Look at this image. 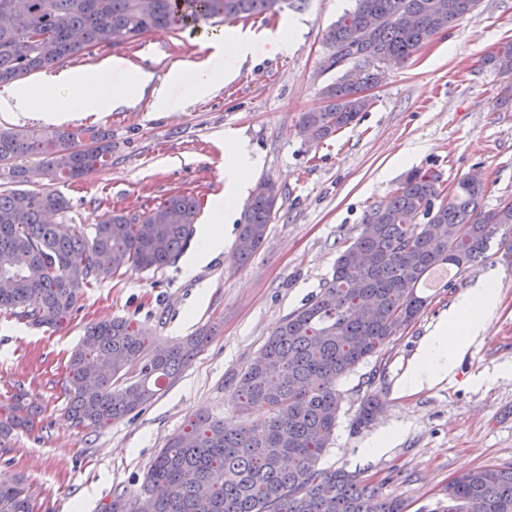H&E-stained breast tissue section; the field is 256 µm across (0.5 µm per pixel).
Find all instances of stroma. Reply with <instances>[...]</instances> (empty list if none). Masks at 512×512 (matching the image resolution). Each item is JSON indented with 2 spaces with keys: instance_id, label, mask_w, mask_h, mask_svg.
<instances>
[{
  "instance_id": "stroma-1",
  "label": "stroma",
  "mask_w": 512,
  "mask_h": 512,
  "mask_svg": "<svg viewBox=\"0 0 512 512\" xmlns=\"http://www.w3.org/2000/svg\"><path fill=\"white\" fill-rule=\"evenodd\" d=\"M354 0H288L281 10L235 21L258 34L252 56L233 80L202 98L184 95L171 68L191 73L207 61L211 35L225 24L180 31L153 30L130 43L97 46L64 64V71L95 69L107 56L125 58L145 72L139 95L100 112H69L54 120L40 112H0V127L75 131L88 126L112 134V163L56 186L68 209L50 221L66 234L93 233L109 214L145 215L168 197L190 195L200 204L197 225L211 216L224 191V134L236 132L259 160L256 179L281 190L267 237L244 266L234 259L237 224L224 228V248L193 276L194 254L162 269L125 268L84 289L60 328L35 327L0 314V416L15 394L38 408L32 429H15L0 443V471L23 475L35 512H101L116 495L142 490L145 472L166 440L199 410L225 425L267 417L239 412L229 378L264 344L275 326L316 295L330 279L342 248L356 237L369 210L399 187L408 170L439 175L446 189L469 176L485 185L483 205L512 200V78L486 65L512 40V0H480L476 16L436 35L404 63H384L370 106L335 135L313 141L299 128L302 113L318 108L325 86L341 76L330 64L329 27ZM297 18L302 32L282 54L261 38ZM181 101L177 112L154 106L159 90ZM409 151L407 164L395 155ZM495 276L499 308L484 337L460 361L454 377L402 396L396 382L424 336L459 297ZM451 288L420 289L426 303L380 356L359 364L338 388L343 402L334 438L320 466L362 472L372 488L404 500L406 512H435L450 481L471 469H512V252L492 240L486 261L455 275ZM132 320L155 346L199 332L208 341L177 380L138 415L102 429L76 427L65 418L67 365L91 324ZM378 394L383 408L369 428L353 431L362 398ZM388 428L400 436L381 455L365 443Z\"/></svg>"
}]
</instances>
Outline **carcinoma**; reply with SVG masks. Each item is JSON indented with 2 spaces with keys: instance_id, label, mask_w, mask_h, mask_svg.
Segmentation results:
<instances>
[{
  "instance_id": "1",
  "label": "carcinoma",
  "mask_w": 512,
  "mask_h": 512,
  "mask_svg": "<svg viewBox=\"0 0 512 512\" xmlns=\"http://www.w3.org/2000/svg\"><path fill=\"white\" fill-rule=\"evenodd\" d=\"M282 0H0V12L19 21L0 27V84L55 68L99 45H121L156 29L199 26L275 11ZM480 0H355L325 35L331 65L353 66L323 89L326 106L304 112L299 126L324 140L355 122L370 105L360 95L382 78L386 60H410L437 34L470 20ZM418 17L412 27L403 14ZM512 67V41L486 58ZM110 133L90 126L43 133L0 128V165L18 188L0 192V312L36 326L68 321L83 289L124 267L167 266L195 233L197 203L173 195L146 216L112 213L92 235H62L45 222L68 208L55 190H22L38 157L48 176L72 181L107 165ZM258 182L239 224L234 252L239 265L266 239L279 189ZM483 183L468 179L449 191L428 170L409 172L384 202L371 208L359 234L344 246L319 293L288 313L249 365L231 381L241 411L256 406L269 416L251 426H224L199 412L151 461L143 492L119 494L105 512H404L403 501L369 487L361 473L318 467L341 411L339 381L381 353L386 341L421 313L428 287L442 270L460 273L487 258L490 240L512 234V202L481 207ZM207 336H190L164 348L152 344L128 319L87 328L69 361L67 420L104 428L149 402L173 383ZM382 403L361 402L353 426H369ZM36 411L15 397L0 419V439L34 422ZM436 512H512V469L476 468L446 489ZM26 479L0 472V512H34Z\"/></svg>"
}]
</instances>
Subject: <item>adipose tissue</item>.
I'll return each mask as SVG.
<instances>
[{
  "instance_id": "adipose-tissue-1",
  "label": "adipose tissue",
  "mask_w": 512,
  "mask_h": 512,
  "mask_svg": "<svg viewBox=\"0 0 512 512\" xmlns=\"http://www.w3.org/2000/svg\"><path fill=\"white\" fill-rule=\"evenodd\" d=\"M251 37L228 35L215 39L213 52L206 65L191 77L174 72L185 95H206L221 79H233L237 63L253 53ZM121 74L120 82H112V74ZM58 91L50 109L58 118L68 112H97L106 102L119 103L133 90L142 88V75L120 57H108L94 70L64 72L55 77ZM258 166L245 144L237 138L224 139V193L216 198L213 217L205 225L199 239L196 259L205 261L224 246V219L231 216ZM499 304V293L493 281L487 280L468 289L448 314L425 336L409 365L396 383L400 394H411L434 387L451 378L459 360L472 343L482 337L491 315Z\"/></svg>"
}]
</instances>
